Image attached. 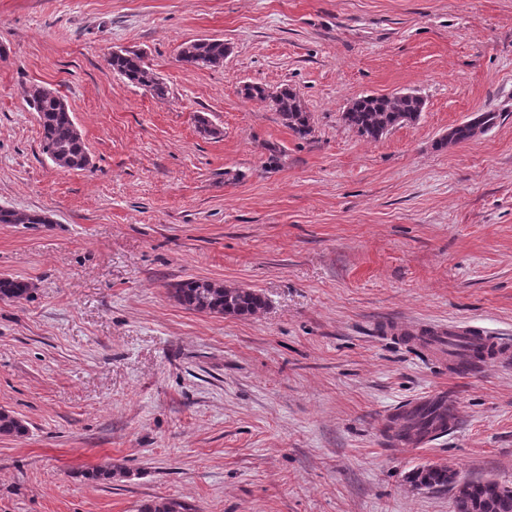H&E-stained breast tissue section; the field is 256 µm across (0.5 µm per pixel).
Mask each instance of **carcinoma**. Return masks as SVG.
Segmentation results:
<instances>
[{
	"label": "carcinoma",
	"mask_w": 512,
	"mask_h": 512,
	"mask_svg": "<svg viewBox=\"0 0 512 512\" xmlns=\"http://www.w3.org/2000/svg\"><path fill=\"white\" fill-rule=\"evenodd\" d=\"M229 48L216 38H200L180 46L179 61L195 68L224 65ZM108 70L126 83L163 98L167 86L161 82L145 55L136 51L113 53L107 59ZM242 96L252 102L271 106L282 121L301 139L312 133L311 114L300 95L288 86L271 88L260 83H246ZM30 106L37 113L41 129V147L45 155L54 157L55 164L66 170H83L89 164L82 134L71 113L61 105V98L48 88L34 86L28 91ZM425 100L415 93L401 95H367L353 100L342 113L343 122L359 136L378 140L397 126L416 122L424 111ZM499 114L492 110L478 112L470 121L451 128L442 143H465L489 131ZM48 217L38 213H22L0 208V224H47ZM31 291L29 282L10 276L0 277V299L20 301ZM173 296L186 308L214 315L247 317L266 307L264 296L252 288H201L189 278L176 284ZM428 424L422 413L408 416L389 426L393 437L411 434ZM28 427L11 411L0 410V436L21 438ZM417 487L456 489L454 512H512V488L493 480H472L459 476L445 465L425 464L410 476ZM140 512H191L190 506L175 498H165L141 506Z\"/></svg>",
	"instance_id": "cac0c4a2"
}]
</instances>
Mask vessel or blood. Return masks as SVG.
I'll use <instances>...</instances> for the list:
<instances>
[{
	"label": "vessel or blood",
	"mask_w": 512,
	"mask_h": 512,
	"mask_svg": "<svg viewBox=\"0 0 512 512\" xmlns=\"http://www.w3.org/2000/svg\"><path fill=\"white\" fill-rule=\"evenodd\" d=\"M410 342L446 351L448 366L457 376L472 375L480 360L488 364L512 361V339L487 335L476 326H424Z\"/></svg>",
	"instance_id": "vessel-or-blood-1"
}]
</instances>
